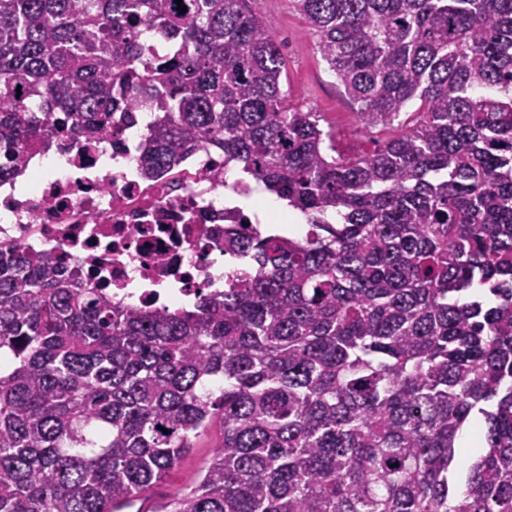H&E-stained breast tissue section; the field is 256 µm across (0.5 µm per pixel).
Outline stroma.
<instances>
[{"label":"stroma","mask_w":512,"mask_h":512,"mask_svg":"<svg viewBox=\"0 0 512 512\" xmlns=\"http://www.w3.org/2000/svg\"><path fill=\"white\" fill-rule=\"evenodd\" d=\"M257 8L264 25L283 44L282 51L288 58L286 84L292 99L321 112L326 125L337 132L343 152H368L389 137L388 128L368 127L360 120L357 104L344 96L334 75L313 49L309 26L290 0H259ZM220 438L216 427L199 437L180 464L156 485L155 498L190 487Z\"/></svg>","instance_id":"obj_1"}]
</instances>
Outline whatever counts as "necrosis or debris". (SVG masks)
<instances>
[{"instance_id":"necrosis-or-debris-1","label":"necrosis or debris","mask_w":512,"mask_h":512,"mask_svg":"<svg viewBox=\"0 0 512 512\" xmlns=\"http://www.w3.org/2000/svg\"><path fill=\"white\" fill-rule=\"evenodd\" d=\"M113 137L85 146L53 123L46 148L27 154L20 176L0 181V242L46 253L81 275L114 302L129 307L184 305L200 289L218 291L223 275L224 222L242 209L226 196L248 195V180L228 182L224 157L199 150L153 179L140 169L149 121L138 113L112 116ZM60 152L66 167L42 168Z\"/></svg>"}]
</instances>
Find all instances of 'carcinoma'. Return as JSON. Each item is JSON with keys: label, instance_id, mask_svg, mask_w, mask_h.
<instances>
[{"label": "carcinoma", "instance_id": "cac0c4a2", "mask_svg": "<svg viewBox=\"0 0 512 512\" xmlns=\"http://www.w3.org/2000/svg\"><path fill=\"white\" fill-rule=\"evenodd\" d=\"M291 4L364 124H412L342 155L257 0H0V177L57 112H155L148 176L222 153L305 218L224 225L249 269L175 309L1 246L0 512L131 507L216 424L168 512H512V0Z\"/></svg>", "mask_w": 512, "mask_h": 512}]
</instances>
